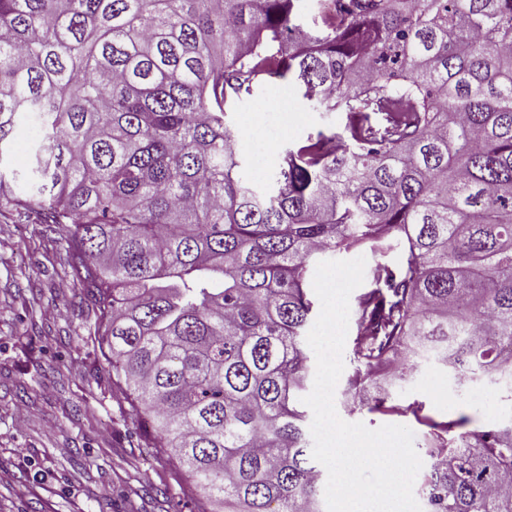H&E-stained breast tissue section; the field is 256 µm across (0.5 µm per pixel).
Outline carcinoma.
Returning a JSON list of instances; mask_svg holds the SVG:
<instances>
[{
	"mask_svg": "<svg viewBox=\"0 0 512 512\" xmlns=\"http://www.w3.org/2000/svg\"><path fill=\"white\" fill-rule=\"evenodd\" d=\"M0 0V203L67 233L144 444L227 512H321L300 397L312 263L400 247L354 302L345 400L436 355L512 376V0ZM343 131L281 148L266 188L227 122L271 80ZM29 190L16 192L18 182ZM426 512H512V423L424 418ZM40 121L34 113L21 115L14 126L11 144L3 154L2 170L11 173L22 171L28 162L30 148L39 141Z\"/></svg>",
	"mask_w": 512,
	"mask_h": 512,
	"instance_id": "obj_1",
	"label": "carcinoma"
}]
</instances>
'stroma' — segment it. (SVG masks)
Listing matches in <instances>:
<instances>
[{
  "instance_id": "35a3bbf8",
  "label": "stroma",
  "mask_w": 512,
  "mask_h": 512,
  "mask_svg": "<svg viewBox=\"0 0 512 512\" xmlns=\"http://www.w3.org/2000/svg\"><path fill=\"white\" fill-rule=\"evenodd\" d=\"M229 119L244 130L245 150L268 146L261 167L248 171L257 182L270 176L282 146L346 121L344 113L316 111L294 87L284 104L262 88ZM39 132L36 114L21 115L0 170H23ZM65 253L62 234L0 209V512H198L192 479L174 458L145 447L135 413L104 370L93 305L80 301ZM505 384L495 375L458 384L430 357L391 385L397 413L351 410L340 396L335 405L348 422L407 426L419 445L427 428L408 406L490 427L512 419Z\"/></svg>"
}]
</instances>
